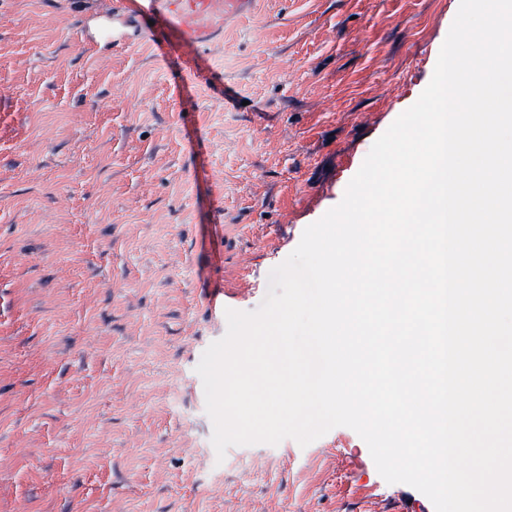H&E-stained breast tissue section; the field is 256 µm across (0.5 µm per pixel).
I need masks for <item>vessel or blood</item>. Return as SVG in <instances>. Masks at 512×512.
<instances>
[{
    "label": "vessel or blood",
    "instance_id": "vessel-or-blood-1",
    "mask_svg": "<svg viewBox=\"0 0 512 512\" xmlns=\"http://www.w3.org/2000/svg\"><path fill=\"white\" fill-rule=\"evenodd\" d=\"M257 0H130L127 10L94 14V41L132 44L134 38L153 45L167 42L198 48L214 43L225 20L250 14Z\"/></svg>",
    "mask_w": 512,
    "mask_h": 512
}]
</instances>
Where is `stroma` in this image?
I'll use <instances>...</instances> for the list:
<instances>
[{
  "mask_svg": "<svg viewBox=\"0 0 512 512\" xmlns=\"http://www.w3.org/2000/svg\"><path fill=\"white\" fill-rule=\"evenodd\" d=\"M0 0V512H435L339 426L217 457L196 367L429 84L460 0H260L220 45Z\"/></svg>",
  "mask_w": 512,
  "mask_h": 512,
  "instance_id": "1",
  "label": "stroma"
}]
</instances>
